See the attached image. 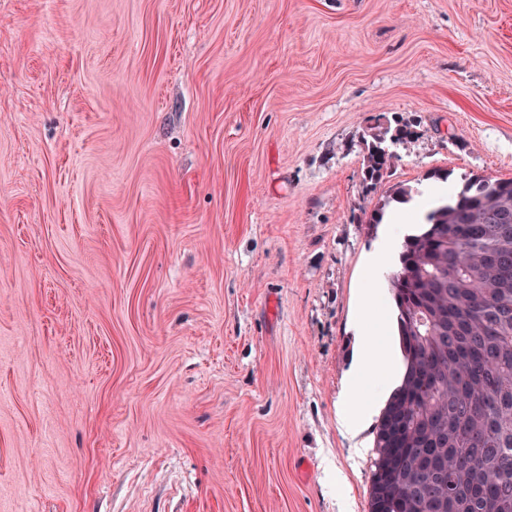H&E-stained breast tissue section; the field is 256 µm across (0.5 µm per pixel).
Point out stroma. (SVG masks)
<instances>
[{
    "mask_svg": "<svg viewBox=\"0 0 512 512\" xmlns=\"http://www.w3.org/2000/svg\"><path fill=\"white\" fill-rule=\"evenodd\" d=\"M436 171L512 178V0H0V512H369L364 214ZM384 138H377L372 145L368 147V154L365 163L364 181L374 185L383 172L391 167L394 154L383 145Z\"/></svg>",
    "mask_w": 512,
    "mask_h": 512,
    "instance_id": "1",
    "label": "stroma"
}]
</instances>
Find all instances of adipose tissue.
<instances>
[{
    "label": "adipose tissue",
    "instance_id": "ef3b65f1",
    "mask_svg": "<svg viewBox=\"0 0 512 512\" xmlns=\"http://www.w3.org/2000/svg\"><path fill=\"white\" fill-rule=\"evenodd\" d=\"M380 294V289H366L357 311V346L348 381L340 396L342 409L338 418L340 427L349 433L358 432L374 408L373 401L369 400L359 409H350L348 403L351 398L360 395L368 381L376 375H383L395 383L402 378V369L390 340V326L384 321L373 322L369 319V313Z\"/></svg>",
    "mask_w": 512,
    "mask_h": 512
}]
</instances>
